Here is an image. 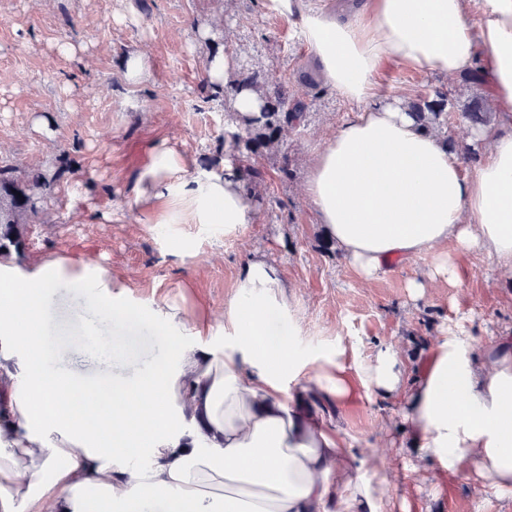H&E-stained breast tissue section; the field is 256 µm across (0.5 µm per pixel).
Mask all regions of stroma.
Segmentation results:
<instances>
[{
    "label": "stroma",
    "mask_w": 512,
    "mask_h": 512,
    "mask_svg": "<svg viewBox=\"0 0 512 512\" xmlns=\"http://www.w3.org/2000/svg\"><path fill=\"white\" fill-rule=\"evenodd\" d=\"M228 27L241 65L287 80L289 94L303 93L296 73L316 59L294 18L268 11L264 0H0V162L42 169L53 180L35 192L39 210L27 224L25 263L81 256L123 275L121 305H175L194 321L197 302L224 310L244 263L258 253L289 285L290 317L276 324L298 351L327 355L342 344L358 369L385 347L398 351L407 370L417 369L450 331L471 334L479 348L511 335L512 275L487 254L454 255L455 280H436L416 298L409 283L432 256L394 260L368 282L329 248L305 181L314 150L353 109L334 92L310 100L307 125L284 140L292 179H281L277 158L267 160L264 201L242 231L163 224L158 212L134 204L135 173L160 138L177 143L198 168L223 163L224 97L202 84L207 59L225 51ZM202 28L208 36H199ZM136 52L149 56L151 75L133 85L125 68ZM379 77L406 97L460 93L456 76L387 67ZM71 194L85 200L80 213L67 206ZM56 311L58 327L45 344L55 369L130 386L138 373L168 360L166 333L144 325L117 339L115 366L102 372L88 330L97 319L91 290L60 288ZM406 410L402 398L372 393L337 410L362 477L374 485L386 480L389 512H512V497L497 496L469 471L427 464L400 429ZM381 457L393 462L384 473L372 465Z\"/></svg>",
    "instance_id": "obj_1"
}]
</instances>
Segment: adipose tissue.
Instances as JSON below:
<instances>
[{
    "label": "adipose tissue",
    "instance_id": "1",
    "mask_svg": "<svg viewBox=\"0 0 512 512\" xmlns=\"http://www.w3.org/2000/svg\"><path fill=\"white\" fill-rule=\"evenodd\" d=\"M290 16L324 80L357 110L310 161L305 191L336 248L365 277L393 258L433 253L413 293L450 278L446 251H479L512 269V0H355L331 14L307 0H266ZM427 74L479 71L501 119L481 129L486 159L463 174L459 154L419 128L402 98L378 80L382 66ZM168 202L164 223L220 224L234 233L254 220L232 164L199 170L162 140L137 174L135 203ZM95 287L98 332L125 329L128 308L114 301L122 280L79 257H47L21 270L0 255V512H380L387 484L372 487L353 465L343 430L322 413L301 412L281 396V378L342 406L356 389L398 395L401 428L413 447L443 467H470L498 495H512V336L476 351L448 334L406 372L396 352L378 350L351 370L337 346L329 366L288 341L269 346L272 312L287 313L281 271L250 257L220 317L235 345L203 351L172 339L170 362L135 388L113 385L105 410L72 406V375L46 372L38 349L56 313L58 288Z\"/></svg>",
    "mask_w": 512,
    "mask_h": 512
}]
</instances>
